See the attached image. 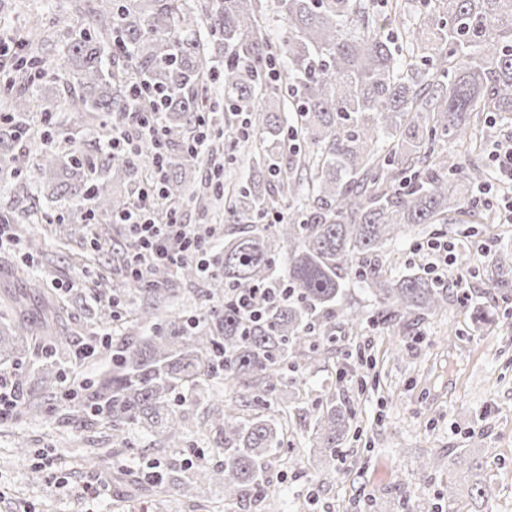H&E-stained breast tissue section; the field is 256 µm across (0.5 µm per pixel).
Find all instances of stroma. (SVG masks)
<instances>
[{
  "label": "stroma",
  "mask_w": 512,
  "mask_h": 512,
  "mask_svg": "<svg viewBox=\"0 0 512 512\" xmlns=\"http://www.w3.org/2000/svg\"><path fill=\"white\" fill-rule=\"evenodd\" d=\"M69 0H0V30L11 31L20 17H36L62 46L74 23ZM483 225L437 224L428 230L406 231L389 247L399 256V273L423 272L415 249L430 240L454 244L482 238ZM39 281L52 279L70 285L67 324L85 340L104 333L92 300V281L80 277L61 253L53 260L33 255ZM489 269L481 254L472 256L466 278L469 301L460 306L449 299L448 309L428 317L406 336L391 335L380 326L362 335H340L336 351L311 374L302 389L304 401L314 400L320 387L335 383L337 398L355 408L351 429L338 457L312 473L299 466L273 463L266 479L278 495L279 512H306L317 499L318 512H477L466 486L445 470L422 472L428 456L466 449L482 464V479L494 489L491 512H512V290L491 300L484 289ZM483 307L494 315L492 325L477 328L471 310ZM111 353L85 365L72 357L46 358L32 347L22 366L37 374L52 365L63 389H79L83 379L108 370ZM63 399L52 401L43 417L17 416L0 422V512H15L25 502L33 512H86L87 502L77 489L88 481L108 488L98 512H188L192 497L191 470L199 452L212 445L204 400L196 396L185 407L188 438L161 455L162 469L172 470L179 488L163 504L135 491L137 465L151 436L139 435L125 454L124 477H117L111 457L100 456L87 466L77 463L76 437L58 422ZM25 437L31 454L18 458L14 441ZM52 458L43 469L44 458ZM39 479H31L32 467Z\"/></svg>",
  "instance_id": "stroma-1"
}]
</instances>
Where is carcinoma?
Here are the masks:
<instances>
[{
    "label": "carcinoma",
    "instance_id": "cac0c4a2",
    "mask_svg": "<svg viewBox=\"0 0 512 512\" xmlns=\"http://www.w3.org/2000/svg\"><path fill=\"white\" fill-rule=\"evenodd\" d=\"M277 6L287 28L273 42L262 28L265 0H76L75 25L52 70L67 111L77 113L69 128L35 122L59 108L37 96L49 38L18 34L6 77L12 93L0 113V180L16 205L0 219L29 223L34 181L52 202L86 201L84 219L98 221L105 240L154 152L149 140L123 156L104 143L105 132L127 122L133 85L161 98L166 208L181 205L191 171L212 164L215 148L188 145L205 124L221 58L224 105L248 115L252 175L223 198L236 227L210 275L194 262L180 268L182 281L205 284L204 309L191 316L176 309L182 288L163 265L127 279L119 294L100 271L92 291L114 312L122 337L112 367L83 383L62 418L80 431L112 430L105 454L118 459L132 425L152 434L155 448L184 441L186 388L209 390L213 454L222 460L195 466L192 512L207 508L213 484L224 486L226 512L272 497L268 464L283 448L295 450L289 420L301 411L284 393L306 386L314 363L336 351V329L358 330L367 320L403 333L448 309L445 280L428 271L392 276L398 259L383 247L404 228L443 224L450 213L493 221L490 204L472 198L483 171H463L447 143L484 115L512 114V0H420L414 23L399 33L384 21L401 13L402 0ZM204 19L206 39L197 35ZM220 195V186L205 184L192 202L206 211ZM37 219L55 228L30 246L67 249L64 220L44 212ZM491 261L486 294L494 296L509 287L512 265ZM8 275L33 287L39 324L26 295L4 299L0 361L22 358L39 338L70 345L66 300L40 288L26 263ZM351 279L380 306L367 319L347 305ZM251 295L260 310L253 317L239 303ZM58 380L53 372L33 382L16 373L19 411L42 417ZM308 413L316 468L318 457L336 458L355 412L328 393ZM145 484L158 494L178 489L167 472Z\"/></svg>",
    "mask_w": 512,
    "mask_h": 512
}]
</instances>
